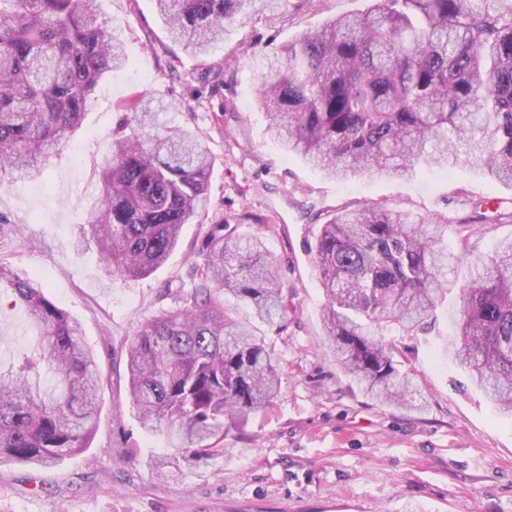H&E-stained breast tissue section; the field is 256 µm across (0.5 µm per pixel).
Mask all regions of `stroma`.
Listing matches in <instances>:
<instances>
[{
    "instance_id": "35a3bbf8",
    "label": "stroma",
    "mask_w": 512,
    "mask_h": 512,
    "mask_svg": "<svg viewBox=\"0 0 512 512\" xmlns=\"http://www.w3.org/2000/svg\"><path fill=\"white\" fill-rule=\"evenodd\" d=\"M372 0H271L232 39L200 60L171 43L153 0H96L99 19L123 40L128 67L107 74L81 128L41 173L0 184V216L15 233L0 238V260L33 277L76 318L100 367V412L84 453L60 465L0 466V512H512V415L499 411L468 372L442 355L455 334L469 258L512 238V186L464 162L417 167L404 179L356 175L334 180L284 152L256 105L264 53L326 21L367 10ZM221 68L208 77L209 68ZM165 103L158 121L206 139L213 157L209 202L184 225L179 247L143 278L107 277L83 214L99 199L115 131L138 94ZM500 201L508 217L448 230V249L467 253L450 276L429 333L403 337L422 410L378 404L323 347L325 296L307 244L318 217L379 202L424 216H470L468 201ZM262 234L288 297L284 330L258 322L279 358L281 392L269 413L224 440L226 452L188 466L171 459L164 433L140 425L128 391L126 347L141 324L177 308L190 288L208 225ZM34 338L22 308L0 303V352ZM169 458L167 475L150 466Z\"/></svg>"
}]
</instances>
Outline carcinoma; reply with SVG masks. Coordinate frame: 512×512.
<instances>
[{"label": "carcinoma", "instance_id": "cac0c4a2", "mask_svg": "<svg viewBox=\"0 0 512 512\" xmlns=\"http://www.w3.org/2000/svg\"><path fill=\"white\" fill-rule=\"evenodd\" d=\"M166 34L206 58L259 0H155ZM257 102L287 153L323 175H412L461 158L512 185V0H373L364 13L305 31L265 55ZM127 64L95 0H0V184L42 168L81 127L89 96ZM142 96L112 143L99 204L84 218L112 277L161 267L183 225L207 203L210 148L196 133L152 130ZM456 222L504 213L470 202ZM448 215L378 203L326 216L309 242L324 289L325 350L380 404L414 406L412 370L394 337L428 330L461 257L448 253ZM183 306L142 324L127 346L132 403L174 455L224 454V435L278 397V361L251 321L284 318L278 267L260 236L211 224ZM460 288L459 332L442 351L512 413V239L473 264ZM8 292L36 330L30 353L0 361V465L50 468L91 447L99 366L80 324L38 281L0 263ZM243 308H224L221 294Z\"/></svg>", "mask_w": 512, "mask_h": 512}]
</instances>
